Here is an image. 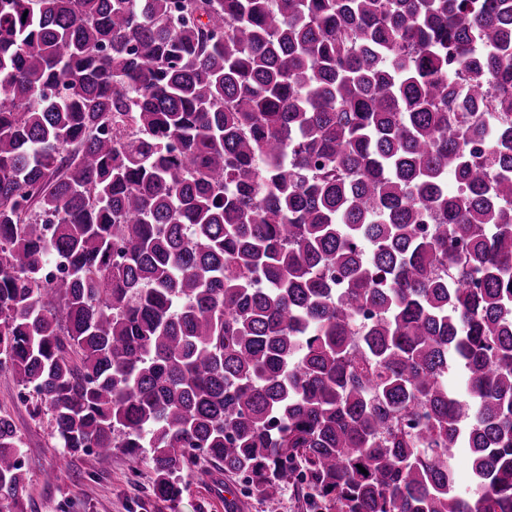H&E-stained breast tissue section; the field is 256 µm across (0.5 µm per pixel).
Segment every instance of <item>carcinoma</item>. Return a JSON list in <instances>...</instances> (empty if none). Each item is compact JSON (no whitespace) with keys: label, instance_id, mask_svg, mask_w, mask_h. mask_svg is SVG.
<instances>
[{"label":"carcinoma","instance_id":"1","mask_svg":"<svg viewBox=\"0 0 512 512\" xmlns=\"http://www.w3.org/2000/svg\"><path fill=\"white\" fill-rule=\"evenodd\" d=\"M0 371L162 501L512 512V0H0ZM239 499L240 501H237L238 508L235 509L236 512H301L299 503L288 489L283 494L278 504L274 506L268 505L262 498L255 494L249 498L239 495Z\"/></svg>","mask_w":512,"mask_h":512}]
</instances>
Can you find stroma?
Masks as SVG:
<instances>
[{
    "mask_svg": "<svg viewBox=\"0 0 512 512\" xmlns=\"http://www.w3.org/2000/svg\"><path fill=\"white\" fill-rule=\"evenodd\" d=\"M0 409L13 418L23 440L28 482L21 492L24 512H225L224 473L197 482L182 473L184 487L175 504L151 495L153 471L147 457L137 459L115 450L106 456L70 455L57 448L47 418L30 414L24 392L0 373Z\"/></svg>",
    "mask_w": 512,
    "mask_h": 512,
    "instance_id": "1",
    "label": "stroma"
}]
</instances>
